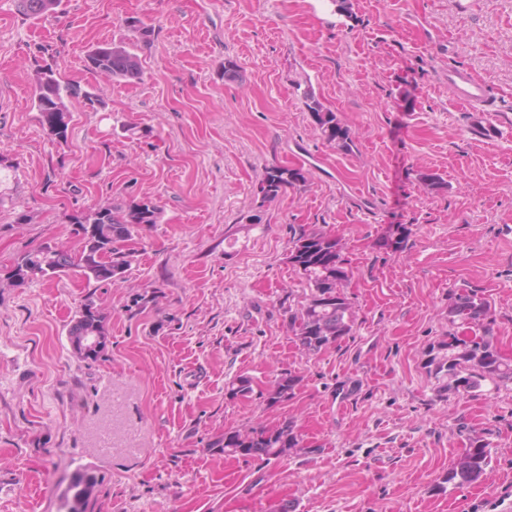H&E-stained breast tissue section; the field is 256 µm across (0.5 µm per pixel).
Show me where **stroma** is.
<instances>
[{
  "instance_id": "obj_1",
  "label": "stroma",
  "mask_w": 512,
  "mask_h": 512,
  "mask_svg": "<svg viewBox=\"0 0 512 512\" xmlns=\"http://www.w3.org/2000/svg\"><path fill=\"white\" fill-rule=\"evenodd\" d=\"M348 2L63 0L32 19L0 0V512H60L78 464L99 481L93 512H512V384L442 396L424 368L463 288L512 361V0ZM130 16L154 30L141 79L87 70ZM46 65L101 99H68L63 139L33 104ZM452 65L493 89L492 111L454 98ZM309 88L351 150L316 126ZM272 165L305 179L263 198ZM133 200L162 215L119 278L14 280L33 249H77L72 217ZM304 229L342 241L355 318L315 356L288 327L309 291L288 261ZM89 301L107 333L93 362L68 341ZM285 371L301 383L269 403ZM241 378L250 393L231 394ZM288 421L297 453L214 446ZM474 433L487 477L440 491Z\"/></svg>"
}]
</instances>
